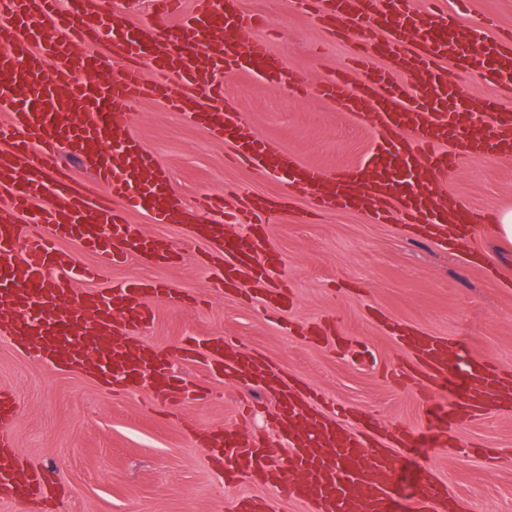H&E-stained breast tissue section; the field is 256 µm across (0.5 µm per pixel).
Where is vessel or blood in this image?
Here are the masks:
<instances>
[{
  "label": "vessel or blood",
  "mask_w": 512,
  "mask_h": 512,
  "mask_svg": "<svg viewBox=\"0 0 512 512\" xmlns=\"http://www.w3.org/2000/svg\"><path fill=\"white\" fill-rule=\"evenodd\" d=\"M297 7L332 35L356 32L359 52L321 87L324 98L337 101L356 119H367L377 134L368 159L334 171L299 161L275 140L247 134L243 113L224 109L222 76L246 74L268 81L298 82L296 73L280 64L255 28L266 26L260 15L245 13L240 0H196L183 11L182 0H149L148 16L139 25L120 19L129 0H0V335L15 347L63 372L78 371L125 391L152 390L179 405L193 399L195 389L171 369L173 363L197 359L211 367L231 369L243 390L260 388L275 400L272 427L281 447L267 435L243 424L195 433L207 448L215 470L227 469L273 489L276 500L246 497L237 512H275L276 502H294L307 512H391L390 484L398 467L397 450L406 445L405 430L391 426L385 443L368 430L348 428L294 391L271 362L242 340L190 336L167 352L140 340L154 319V303L174 300L168 285L158 281L113 283L109 290L86 288L96 272L77 266L65 241L94 253L99 268L137 258L176 264L178 248H161L140 225L129 223L136 210L155 224H179L185 214L197 221L187 226L191 241L207 248L221 289L261 294L260 312L273 318L287 311V288L269 287L280 259L269 248L260 223L263 199H255L237 216L252 232L225 235L220 224L203 217L223 204V195H201L190 208L176 206L166 176L133 137L121 118L146 98L166 101L210 134L230 141L236 160L267 175H285L287 190L279 208L287 210L303 198L315 210L357 209L379 213L396 203L406 224L438 243H447L449 226L464 241L493 223L490 210H448L436 185L456 168L461 157L492 154L512 157V112L496 98L481 109L491 116L473 129L465 116L472 110L462 88L449 82L446 63L476 72L494 90H512V34L496 33L492 18L467 21L459 12L427 0L425 11L409 0H295ZM111 33L112 51L100 56L78 52L87 34ZM55 60L43 67L44 55ZM389 64L371 66L374 56ZM119 63L109 81L84 87L81 99L66 90L73 73L90 74ZM370 82L355 83L356 71ZM212 90L213 104L202 108L189 99L172 97V82ZM69 152L89 172L75 181L60 160ZM53 203H43L46 193ZM95 330L79 333L83 319ZM312 342H340L336 322L305 330ZM391 335L411 354V374L388 371L392 381L407 378L435 383L447 378L455 343L396 324ZM471 393L457 415L483 419L491 406L512 407V374L478 359L470 366ZM17 400L0 387V502L21 503L42 493L49 472L28 469L15 448ZM456 502L447 487L426 478L410 512H452Z\"/></svg>",
  "instance_id": "vessel-or-blood-1"
}]
</instances>
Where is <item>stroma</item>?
I'll return each instance as SVG.
<instances>
[{"mask_svg": "<svg viewBox=\"0 0 512 512\" xmlns=\"http://www.w3.org/2000/svg\"><path fill=\"white\" fill-rule=\"evenodd\" d=\"M243 8L273 22L262 37L289 70L304 75L307 88L241 77L225 82V106L244 113L253 134L276 139L307 163L333 169L365 161L374 130L320 95L323 82L355 54V38L328 37L291 0H243ZM127 122L184 205L222 188L231 191L229 207L283 188L278 179L230 163L226 142L162 102L137 104ZM437 191L463 206L512 209V160L463 157ZM305 210L297 201L288 212H271L265 225L281 259L276 275L294 297L286 318L308 325L337 317L343 336L369 346L370 361L304 341L260 318L239 295L218 291L185 229L151 223L137 211L129 212L130 223L160 245L184 248L185 259L178 265L133 259L109 270L104 281L162 280L201 299L198 307L157 305L142 333L157 350L186 336H234L324 401L406 430L408 444L399 451L392 480V512H409L429 475L468 500L471 512H512V410L476 423L459 421L456 446L446 437L451 409L470 392L473 359L512 372V245L499 242L489 227L445 248L397 221L381 224L357 211L306 221ZM388 320L455 341L446 381L423 390L383 377L384 366L403 358L384 326ZM177 370L212 390L213 398L174 410L151 394L115 393L81 373L57 371L0 338V386L15 393L18 405L17 450L53 472L64 492L57 512H234L240 498L268 495V488L244 478L220 481L204 448L186 435L234 424L235 377L190 362ZM473 443L504 454L476 458L469 451Z\"/></svg>", "mask_w": 512, "mask_h": 512, "instance_id": "1", "label": "stroma"}]
</instances>
